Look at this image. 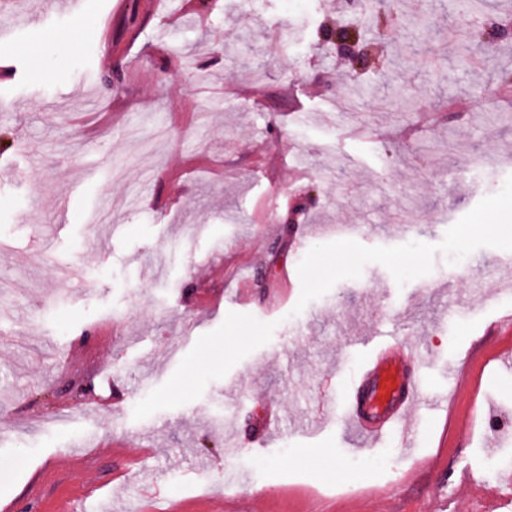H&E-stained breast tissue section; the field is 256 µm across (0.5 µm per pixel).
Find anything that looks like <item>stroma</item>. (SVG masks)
Here are the masks:
<instances>
[{
	"instance_id": "stroma-1",
	"label": "stroma",
	"mask_w": 512,
	"mask_h": 512,
	"mask_svg": "<svg viewBox=\"0 0 512 512\" xmlns=\"http://www.w3.org/2000/svg\"><path fill=\"white\" fill-rule=\"evenodd\" d=\"M119 2L0 6V510L37 484L40 512H485L482 484L512 512V41L400 0L380 76L322 39L369 27L356 0ZM449 99L412 140L348 132ZM379 331L453 394L408 452L340 410Z\"/></svg>"
}]
</instances>
